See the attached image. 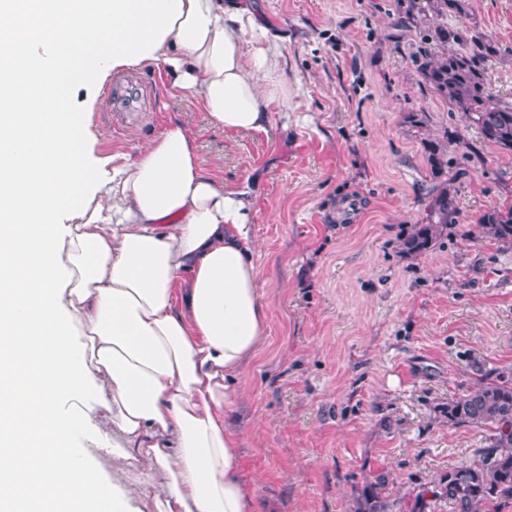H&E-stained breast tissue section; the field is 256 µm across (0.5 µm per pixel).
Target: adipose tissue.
Masks as SVG:
<instances>
[{
    "mask_svg": "<svg viewBox=\"0 0 512 512\" xmlns=\"http://www.w3.org/2000/svg\"><path fill=\"white\" fill-rule=\"evenodd\" d=\"M128 67L227 131L288 103L242 0H0V512H263L236 424L268 328L253 201L177 121L135 156L97 152L89 114ZM111 432L103 474L84 442ZM133 464L154 474L135 489Z\"/></svg>",
    "mask_w": 512,
    "mask_h": 512,
    "instance_id": "obj_1",
    "label": "adipose tissue"
}]
</instances>
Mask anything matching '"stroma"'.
Segmentation results:
<instances>
[{
    "label": "stroma",
    "instance_id": "obj_1",
    "mask_svg": "<svg viewBox=\"0 0 512 512\" xmlns=\"http://www.w3.org/2000/svg\"><path fill=\"white\" fill-rule=\"evenodd\" d=\"M248 2L281 36L288 76L267 133L210 124L145 68L104 85L92 128L103 151L132 156L179 121L207 172L255 184L269 335L240 377L239 468L267 512H352L378 478L387 512H410L415 490L488 446L486 430L449 423V398L472 390L476 364H512V245L478 226L512 202V154L425 85L396 0ZM448 23L497 43L489 78L512 100V0H467ZM130 83L149 96L127 124L112 99ZM443 138L457 222L411 256L402 241L432 185L424 143Z\"/></svg>",
    "mask_w": 512,
    "mask_h": 512
}]
</instances>
